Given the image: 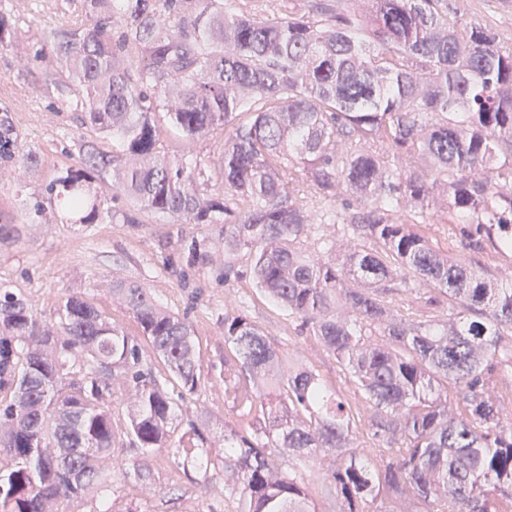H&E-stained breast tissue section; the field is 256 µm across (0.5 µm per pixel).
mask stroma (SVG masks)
<instances>
[{"label":"stroma","instance_id":"35a3bbf8","mask_svg":"<svg viewBox=\"0 0 512 512\" xmlns=\"http://www.w3.org/2000/svg\"><path fill=\"white\" fill-rule=\"evenodd\" d=\"M0 6L11 13L20 32L17 43L0 49V108L13 111L24 147L43 160L38 171L18 168L0 175V223L20 229L18 242L0 244V289L23 294L46 321L54 319L62 297L83 296L135 336L139 330L131 313L113 300L108 289L117 276L146 285L158 305L185 317L200 352V384L195 392L178 399L164 447L146 454L150 486H142L132 476L115 478L110 509L234 512L235 503L224 495L223 468L182 467L187 446L184 434L190 424H197L207 447L217 450L224 446L225 426L243 421L241 409L224 397V359L230 354L224 344L225 311L247 315L284 357L306 364L330 388L348 396L353 385L317 337L302 329L299 319L269 302L249 279L232 287L225 285L223 252L215 253L212 264L187 266L176 244L167 241L173 225L138 213L133 201L117 194L111 173L92 182V189L99 191L105 208L137 215V223L65 224L49 208L38 221L27 218V204L44 199L49 181L73 164L78 137L97 141L107 152L112 143L82 129L68 88L50 85L48 75L58 67L55 53L47 52L38 62L33 59L52 29L83 22L79 0H27L23 8L17 0H0ZM160 136L170 156L200 161L209 191L223 190L215 166L224 148L223 128H214L190 150L169 129H162Z\"/></svg>","mask_w":512,"mask_h":512}]
</instances>
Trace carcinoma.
Masks as SVG:
<instances>
[{
  "mask_svg": "<svg viewBox=\"0 0 512 512\" xmlns=\"http://www.w3.org/2000/svg\"><path fill=\"white\" fill-rule=\"evenodd\" d=\"M236 0H80L85 24L54 29L81 123L117 143L110 154L79 139L75 165L46 187L72 224L109 212L90 193L95 175L171 224L220 225L218 240L176 232L190 266L224 244V284L249 277L317 336L371 410L374 458L357 444L349 402L310 368L285 363L259 327L224 313V395L252 417L224 428V495L237 512H317L293 466L318 464L334 512H512V424L486 394L496 363L512 373V282L439 253L413 229L426 211L460 225L474 253H512V46L460 20L459 0H303L272 16ZM458 17L451 23L449 15ZM18 31L0 9V48ZM166 114L191 149L224 127V192L200 188L196 167L158 147ZM0 109V173L29 171ZM304 182L323 203L298 197ZM341 205H336V202ZM341 225L348 241L319 238ZM247 252L246 270L237 267ZM427 286L448 300L417 322L391 296ZM169 379L200 382L185 319L148 288L112 279ZM56 320L26 297L0 292V512H59L61 501L112 486L115 398L130 407L126 436L160 448L176 400L142 363L141 343L92 303L69 295ZM509 343L502 344V337ZM124 474L150 477L141 459Z\"/></svg>",
  "mask_w": 512,
  "mask_h": 512,
  "instance_id": "obj_1",
  "label": "carcinoma"
}]
</instances>
